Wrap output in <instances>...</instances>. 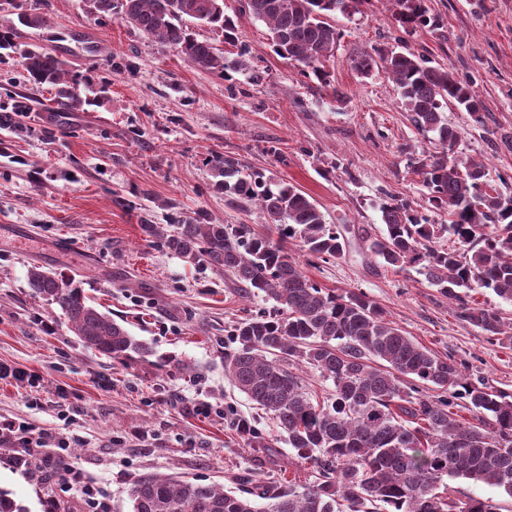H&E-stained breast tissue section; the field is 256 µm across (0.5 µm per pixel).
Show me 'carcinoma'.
Masks as SVG:
<instances>
[{
  "instance_id": "cac0c4a2",
  "label": "carcinoma",
  "mask_w": 512,
  "mask_h": 512,
  "mask_svg": "<svg viewBox=\"0 0 512 512\" xmlns=\"http://www.w3.org/2000/svg\"><path fill=\"white\" fill-rule=\"evenodd\" d=\"M244 0V11L265 23L270 45L320 88L331 86L330 63L340 32L329 19L360 12L362 0ZM391 19L404 32L436 30L427 0H390ZM14 18L0 23V51L16 54L26 82L54 91L63 108L96 106L107 87L70 68L55 54L22 47L20 28L37 29L46 18L4 0ZM97 16L130 20L141 33L171 46L199 70L228 76L248 68L243 52L224 56L189 23L205 24L238 42V25L224 13V0H89ZM362 77L384 74L396 86L411 124L436 134L438 150L409 159L422 178L426 206L389 196L381 206L383 233L369 240L380 265L397 273L413 268L457 301L456 315L484 335L512 344V322L493 307L470 304L460 295L492 290L512 302V196L487 179L482 163L456 154L459 129L448 125L453 105L484 127L482 102L466 81L411 51L374 48L351 59ZM213 188L231 207L253 204L267 232L252 224H207L201 214H172L168 224L142 217L147 245L190 265L224 274L244 294L274 302L270 311L249 312L224 342V372L234 386L271 414L299 466L317 477L304 483L267 485L252 478L240 494L202 480L144 473L127 489L130 512H497L490 499H458L448 479L465 478L512 497V401L467 382L458 363L415 343L361 290L322 288L289 253L299 243L308 257L325 263L343 257L345 238L326 222L299 188L260 172H247L232 154L210 160ZM448 215V223L433 215ZM453 237L455 246L444 239ZM28 283L57 305L71 331L88 348L127 363L149 348L100 312L82 289L50 269L33 266ZM310 367L332 382L333 397L320 402L307 392L299 370ZM468 403L471 419L453 411ZM232 427L248 448H274L279 437L235 419ZM263 504L258 506L256 501Z\"/></svg>"
}]
</instances>
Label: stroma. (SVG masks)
I'll return each mask as SVG.
<instances>
[{
	"mask_svg": "<svg viewBox=\"0 0 512 512\" xmlns=\"http://www.w3.org/2000/svg\"><path fill=\"white\" fill-rule=\"evenodd\" d=\"M48 24L20 40L52 51L109 92L100 106L59 109L50 90L25 86L15 58H0V361L35 374L39 387L0 380V416L44 429L42 447L0 442V489L23 512L47 502L85 512L78 489L52 477L45 457L71 437L69 463L95 486L105 512H129L126 489L142 473L204 479L235 491L240 477L275 483L312 479L292 464V448H248L224 415L263 431L278 427L224 375V330L247 304L233 284L147 246L140 219L168 223L173 211L214 224H254L255 211L229 208L211 187L208 160L231 152L250 170L287 181L314 200L347 241L342 259L303 263L318 285L359 289L407 335L454 357L472 384L512 397V347L455 315L456 300L414 270L383 268L368 240L384 225L387 195L426 197L408 167L427 143L408 120L394 84L351 67L362 50L400 45L448 66L471 84L490 119L471 126L449 107L462 156L508 176L512 195V0H428L442 27L403 34L387 0H366L354 17L336 15L342 38L322 90L271 49L265 24L224 0L237 17L239 46L195 26L225 55L245 48L265 77L193 68L177 51L115 16L91 14L85 0H28ZM278 145L282 158L267 154ZM72 278L97 308L148 343L151 356L128 364L86 348L57 305L28 284L31 266Z\"/></svg>",
	"mask_w": 512,
	"mask_h": 512,
	"instance_id": "obj_1",
	"label": "stroma"
}]
</instances>
